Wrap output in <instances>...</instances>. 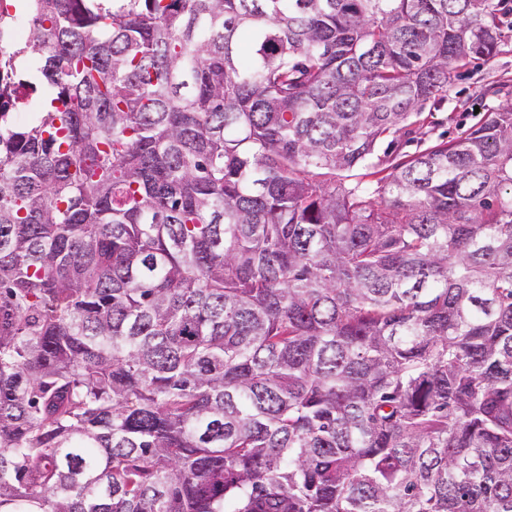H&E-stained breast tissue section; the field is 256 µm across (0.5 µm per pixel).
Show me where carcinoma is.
<instances>
[{
  "label": "carcinoma",
  "mask_w": 512,
  "mask_h": 512,
  "mask_svg": "<svg viewBox=\"0 0 512 512\" xmlns=\"http://www.w3.org/2000/svg\"><path fill=\"white\" fill-rule=\"evenodd\" d=\"M504 14L29 0L22 48L0 27V512H512V103L379 203L343 182Z\"/></svg>",
  "instance_id": "cac0c4a2"
}]
</instances>
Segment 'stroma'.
I'll return each instance as SVG.
<instances>
[{"label":"stroma","mask_w":512,"mask_h":512,"mask_svg":"<svg viewBox=\"0 0 512 512\" xmlns=\"http://www.w3.org/2000/svg\"><path fill=\"white\" fill-rule=\"evenodd\" d=\"M504 38L490 60H474L461 68L447 92L420 107L406 132L393 135L390 163L409 159L442 141L461 136L479 122L482 113L512 103V0Z\"/></svg>","instance_id":"obj_1"}]
</instances>
